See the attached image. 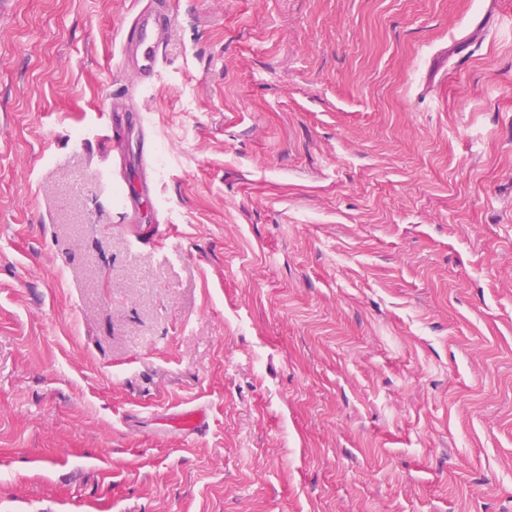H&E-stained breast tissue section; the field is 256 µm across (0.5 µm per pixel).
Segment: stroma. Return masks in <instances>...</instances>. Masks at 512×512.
I'll use <instances>...</instances> for the list:
<instances>
[{
  "instance_id": "1",
  "label": "stroma",
  "mask_w": 512,
  "mask_h": 512,
  "mask_svg": "<svg viewBox=\"0 0 512 512\" xmlns=\"http://www.w3.org/2000/svg\"><path fill=\"white\" fill-rule=\"evenodd\" d=\"M141 5L0 0V512H512V0ZM170 22L166 1L155 0L139 9L123 31L124 63L136 78L151 82L160 75V47ZM108 143H112V154L120 159L117 175L120 181L123 183L122 171L128 169V165L132 164L134 172L137 177L138 185L141 189L150 192L151 185L148 180L149 177V159L152 153V149L146 150L145 148V137L139 140L140 145L135 151L125 153L121 155L120 143L111 139L110 136H105ZM169 420L173 426L190 435L198 434L208 427L206 412L196 407L177 410L171 415Z\"/></svg>"
}]
</instances>
